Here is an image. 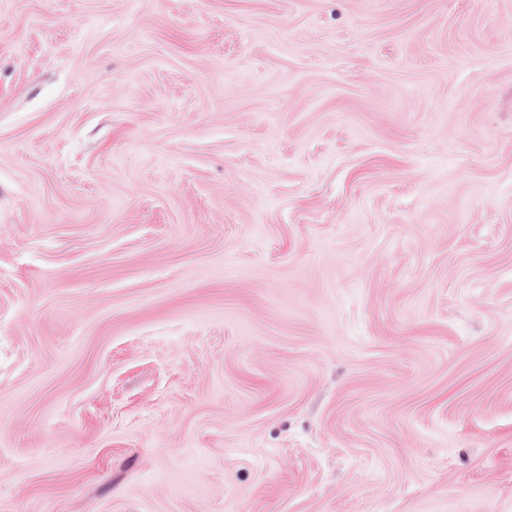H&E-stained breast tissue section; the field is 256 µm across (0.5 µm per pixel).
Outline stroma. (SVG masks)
Returning a JSON list of instances; mask_svg holds the SVG:
<instances>
[{"mask_svg": "<svg viewBox=\"0 0 512 512\" xmlns=\"http://www.w3.org/2000/svg\"><path fill=\"white\" fill-rule=\"evenodd\" d=\"M0 512H512V0H0Z\"/></svg>", "mask_w": 512, "mask_h": 512, "instance_id": "1", "label": "stroma"}]
</instances>
